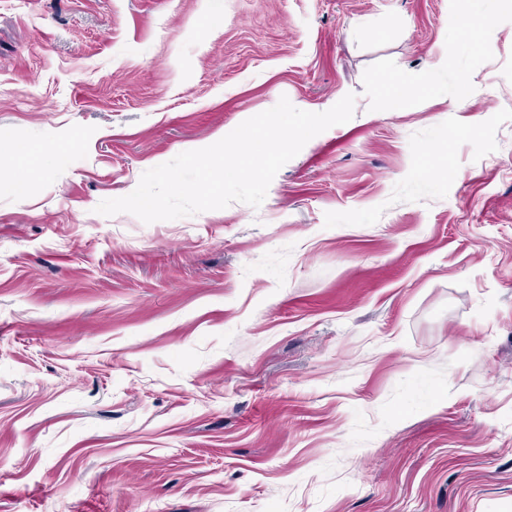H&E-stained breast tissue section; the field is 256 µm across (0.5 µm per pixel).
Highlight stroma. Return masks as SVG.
<instances>
[{"mask_svg":"<svg viewBox=\"0 0 512 512\" xmlns=\"http://www.w3.org/2000/svg\"><path fill=\"white\" fill-rule=\"evenodd\" d=\"M471 6L0 0V512H512V0ZM350 93L260 207L95 211Z\"/></svg>","mask_w":512,"mask_h":512,"instance_id":"35a3bbf8","label":"stroma"}]
</instances>
